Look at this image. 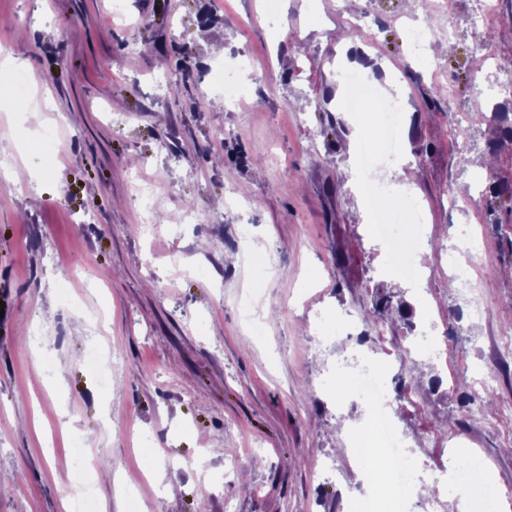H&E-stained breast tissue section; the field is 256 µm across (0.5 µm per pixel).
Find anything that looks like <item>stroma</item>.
Returning <instances> with one entry per match:
<instances>
[{
  "label": "stroma",
  "instance_id": "1",
  "mask_svg": "<svg viewBox=\"0 0 512 512\" xmlns=\"http://www.w3.org/2000/svg\"><path fill=\"white\" fill-rule=\"evenodd\" d=\"M112 2L0 0V60L31 89L26 111L0 112L17 177L0 178V512H59L63 487L86 485L96 512H130L84 470L91 456L115 474L164 469L140 483L139 512H349L360 476L342 428L369 408L336 395L335 371L356 380L361 358L336 311L362 320L368 346L379 323L400 344L407 323L374 314L380 294L416 323L431 310L448 343L449 387L433 388L427 343L387 376L417 483L471 488L473 512H512V369L492 402L459 401L491 340L512 335V202L488 210L482 189L512 186V142L461 126L512 83V0L485 27L473 0H430L434 37L418 55L413 0H336L332 14L283 0L275 27L261 0H125L122 19ZM351 14L368 21L376 78L402 88L405 164L376 177L398 190L407 173L423 211L431 272L416 282L355 198L371 132L346 152L358 116L336 60ZM243 51L252 96L221 105L211 72ZM483 53L500 69L480 82ZM144 178L171 231L145 224ZM463 224L480 225L485 252L453 290L438 254ZM250 288L258 339L239 315ZM71 417L75 436L59 428Z\"/></svg>",
  "mask_w": 512,
  "mask_h": 512
}]
</instances>
